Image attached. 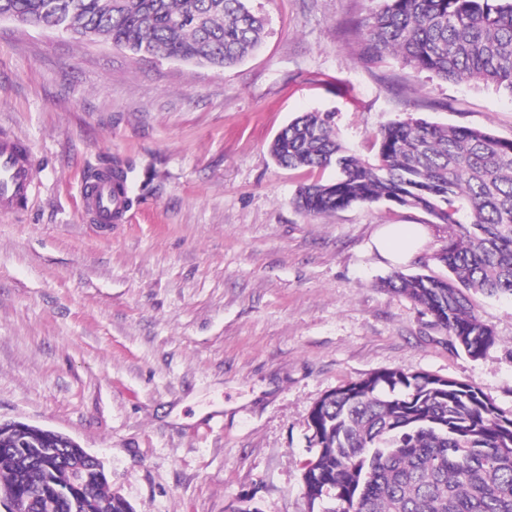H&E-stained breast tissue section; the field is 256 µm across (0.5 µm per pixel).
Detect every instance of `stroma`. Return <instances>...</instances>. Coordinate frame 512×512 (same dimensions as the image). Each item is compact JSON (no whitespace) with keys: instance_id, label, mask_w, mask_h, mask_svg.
<instances>
[{"instance_id":"1","label":"stroma","mask_w":512,"mask_h":512,"mask_svg":"<svg viewBox=\"0 0 512 512\" xmlns=\"http://www.w3.org/2000/svg\"><path fill=\"white\" fill-rule=\"evenodd\" d=\"M251 5L264 43L226 70L0 21V127L41 184L27 213H0V421L101 457L133 512H309L311 409L381 370L475 384L512 414V298L472 294L497 336L473 358L381 285L444 274L447 225L387 202L300 211L310 173L269 153L316 111L362 157L409 117L510 140L512 96L365 63L360 25L383 0ZM116 157L135 202L103 229L80 189ZM385 224L428 231L397 268L374 246Z\"/></svg>"}]
</instances>
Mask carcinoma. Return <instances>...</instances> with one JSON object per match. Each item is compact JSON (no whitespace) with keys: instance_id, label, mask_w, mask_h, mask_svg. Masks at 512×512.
<instances>
[{"instance_id":"obj_1","label":"carcinoma","mask_w":512,"mask_h":512,"mask_svg":"<svg viewBox=\"0 0 512 512\" xmlns=\"http://www.w3.org/2000/svg\"><path fill=\"white\" fill-rule=\"evenodd\" d=\"M0 12L133 55L226 68L256 50L265 19L250 0H0ZM364 60L395 55L416 72L478 81L512 97V0H384L362 25ZM377 152L351 153L333 113L310 112L270 144L277 165L310 173L294 204L328 215L353 204L389 202L420 210L452 234L437 261L447 274L392 272L384 287L408 296L479 357L496 343L469 292L512 297V139L469 126L409 117L384 126ZM316 448L304 474L310 512H512V415L466 383L397 369L324 396L309 415ZM26 425L0 429V490L24 512H132L107 475L70 444ZM83 468L84 486L69 468Z\"/></svg>"}]
</instances>
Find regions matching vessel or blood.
<instances>
[{"mask_svg":"<svg viewBox=\"0 0 512 512\" xmlns=\"http://www.w3.org/2000/svg\"><path fill=\"white\" fill-rule=\"evenodd\" d=\"M37 194L38 182L26 143L10 132L0 131V212H24ZM81 199L86 213L101 225L114 223L124 211L123 197L105 172L95 184L83 185Z\"/></svg>","mask_w":512,"mask_h":512,"instance_id":"b4317fda","label":"vessel or blood"}]
</instances>
